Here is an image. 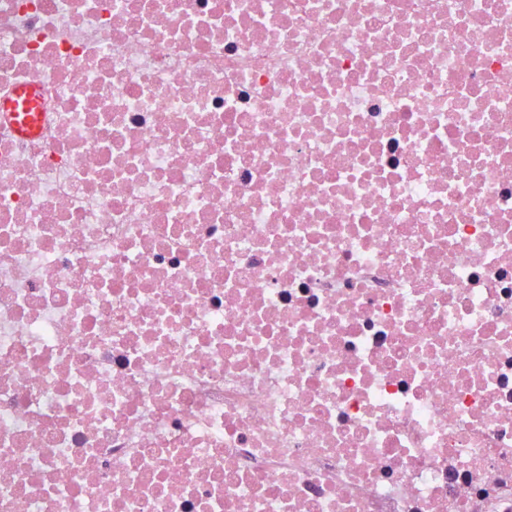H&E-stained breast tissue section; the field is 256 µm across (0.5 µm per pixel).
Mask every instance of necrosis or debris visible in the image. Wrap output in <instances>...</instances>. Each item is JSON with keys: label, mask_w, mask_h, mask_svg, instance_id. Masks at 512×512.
<instances>
[{"label": "necrosis or debris", "mask_w": 512, "mask_h": 512, "mask_svg": "<svg viewBox=\"0 0 512 512\" xmlns=\"http://www.w3.org/2000/svg\"><path fill=\"white\" fill-rule=\"evenodd\" d=\"M0 512H512V0H0ZM11 107L15 112H22L18 130L22 135H29L35 132L39 126L40 116L38 113L37 105L27 94V92H18L15 94L14 100L11 101ZM18 107L20 110L18 111Z\"/></svg>", "instance_id": "4bbe7bcc"}]
</instances>
